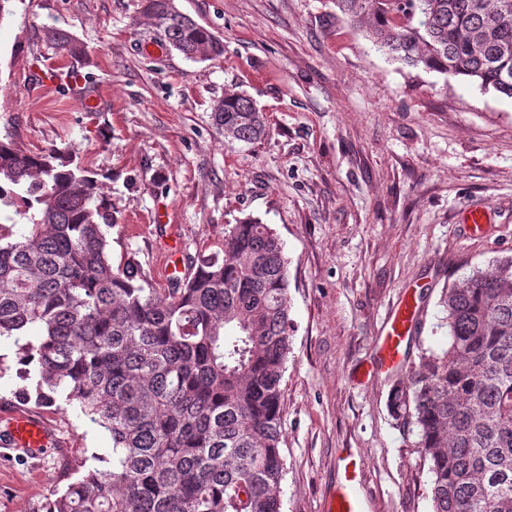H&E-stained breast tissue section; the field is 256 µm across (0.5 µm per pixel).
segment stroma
Returning <instances> with one entry per match:
<instances>
[{
    "label": "stroma",
    "mask_w": 512,
    "mask_h": 512,
    "mask_svg": "<svg viewBox=\"0 0 512 512\" xmlns=\"http://www.w3.org/2000/svg\"><path fill=\"white\" fill-rule=\"evenodd\" d=\"M176 4L223 42L220 58L192 61L153 40L143 0H11L0 138L28 154L70 150L92 170L117 218L113 263L136 255L158 288L170 287L173 261L225 225H272L292 319L282 512H323L343 448L363 457L372 512H433L418 436L390 407L398 373L359 372L406 297L418 315L406 365L447 349L444 289L512 255V99L390 60L334 0ZM49 26L80 54L55 49ZM228 91L264 113L261 141L213 129L212 106ZM477 203L488 222L462 233ZM0 356V416L35 413L62 441L38 462L0 460V512H46L76 464L111 440L77 406L19 399L12 340Z\"/></svg>",
    "instance_id": "1"
}]
</instances>
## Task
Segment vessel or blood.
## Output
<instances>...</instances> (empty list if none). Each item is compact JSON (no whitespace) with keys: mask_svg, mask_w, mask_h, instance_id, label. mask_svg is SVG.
I'll list each match as a JSON object with an SVG mask.
<instances>
[{"mask_svg":"<svg viewBox=\"0 0 512 512\" xmlns=\"http://www.w3.org/2000/svg\"><path fill=\"white\" fill-rule=\"evenodd\" d=\"M416 312L410 300H402L391 312L374 345V358L367 368L370 376H379L401 369L403 344L411 336ZM53 429L39 418L13 413L0 422V448L32 459L40 458L48 449L59 447ZM363 459L351 449L338 455L337 479L329 495L325 512H369L364 494Z\"/></svg>","mask_w":512,"mask_h":512,"instance_id":"b4317fda","label":"vessel or blood"}]
</instances>
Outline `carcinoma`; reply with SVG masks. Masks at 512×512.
<instances>
[{
	"label": "carcinoma",
	"instance_id": "obj_1",
	"mask_svg": "<svg viewBox=\"0 0 512 512\" xmlns=\"http://www.w3.org/2000/svg\"><path fill=\"white\" fill-rule=\"evenodd\" d=\"M376 50L407 67L512 99V0H335ZM160 40L188 59L224 46L175 0H146ZM61 52L77 45L51 27ZM211 120L245 144L264 113L226 92ZM0 339L13 340L19 390L75 404L112 441L55 491L47 512H281V383L290 351L288 256L258 218L224 225L191 257L192 276L155 288L131 254L115 265L101 184L70 152L26 154L0 139ZM448 348L394 389L418 431L434 512H512V256L446 289ZM106 462L99 467L95 462Z\"/></svg>",
	"mask_w": 512,
	"mask_h": 512
}]
</instances>
